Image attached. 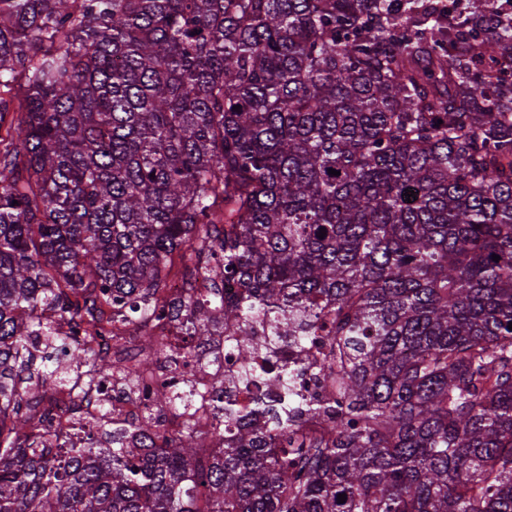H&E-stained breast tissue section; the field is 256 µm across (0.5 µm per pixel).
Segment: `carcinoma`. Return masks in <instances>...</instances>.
<instances>
[{
	"instance_id": "carcinoma-1",
	"label": "carcinoma",
	"mask_w": 512,
	"mask_h": 512,
	"mask_svg": "<svg viewBox=\"0 0 512 512\" xmlns=\"http://www.w3.org/2000/svg\"><path fill=\"white\" fill-rule=\"evenodd\" d=\"M482 2L0 0V512H512V0ZM175 252L209 294L161 299ZM148 315L184 336L132 383L226 330L259 375L262 317L329 337L334 392L280 367L265 429L210 398L158 445L103 406L60 446L37 405L108 391L96 338ZM293 385L299 393L312 401H321L331 392L330 382L310 364L298 365Z\"/></svg>"
}]
</instances>
